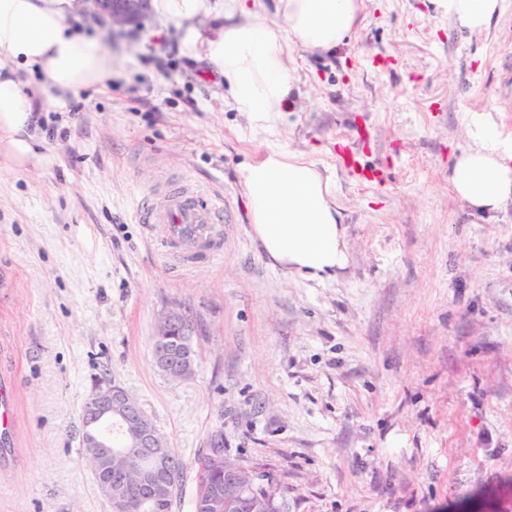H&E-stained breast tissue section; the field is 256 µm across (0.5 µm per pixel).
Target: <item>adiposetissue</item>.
Returning a JSON list of instances; mask_svg holds the SVG:
<instances>
[{
    "label": "adipose tissue",
    "mask_w": 512,
    "mask_h": 512,
    "mask_svg": "<svg viewBox=\"0 0 512 512\" xmlns=\"http://www.w3.org/2000/svg\"><path fill=\"white\" fill-rule=\"evenodd\" d=\"M442 3L472 33L501 9L500 0ZM152 9L177 23L186 55L229 85L230 106L253 128L270 130L289 106L295 52L336 48L355 26L360 0H153ZM72 11V0H0V158L17 168L46 160L34 133L37 91L25 72L41 73L59 112L69 111L78 90L116 74L111 53L68 23ZM494 134L488 123L470 128L472 144L450 177L456 196L481 213L512 199V144L494 142ZM239 174L254 235L274 265L314 280L347 265L334 188L313 162L270 145Z\"/></svg>",
    "instance_id": "obj_1"
}]
</instances>
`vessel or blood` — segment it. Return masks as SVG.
<instances>
[{"label": "vessel or blood", "mask_w": 512, "mask_h": 512, "mask_svg": "<svg viewBox=\"0 0 512 512\" xmlns=\"http://www.w3.org/2000/svg\"><path fill=\"white\" fill-rule=\"evenodd\" d=\"M137 218L149 231L162 226L158 246L174 268L213 260L224 251V211L211 197L193 187H177L156 205L139 202ZM188 224L204 225V234L186 241L183 228Z\"/></svg>", "instance_id": "1"}]
</instances>
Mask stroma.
<instances>
[{"instance_id":"stroma-1","label":"stroma","mask_w":512,"mask_h":512,"mask_svg":"<svg viewBox=\"0 0 512 512\" xmlns=\"http://www.w3.org/2000/svg\"><path fill=\"white\" fill-rule=\"evenodd\" d=\"M108 39L124 79L70 112L40 96L46 163L0 160V512H109L80 453L100 378L185 460L222 431L284 512H512V202L475 212L449 180L473 123L512 142V0L476 34L436 0H361L340 45L297 51L269 133L161 52L173 22ZM270 143L334 185V279L284 273L253 236L238 170ZM186 182L222 205L224 251L174 272L136 208ZM171 309L201 328L181 381L153 357Z\"/></svg>"}]
</instances>
